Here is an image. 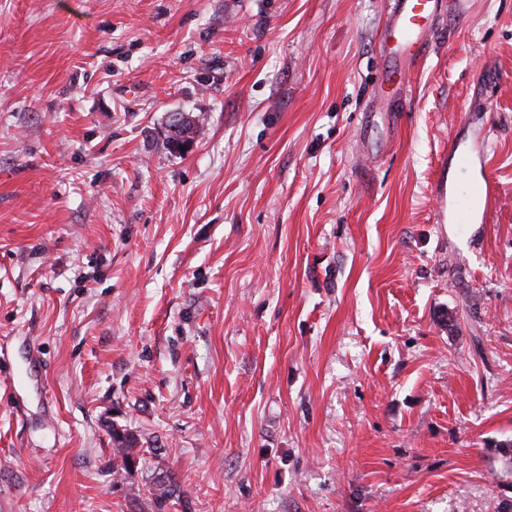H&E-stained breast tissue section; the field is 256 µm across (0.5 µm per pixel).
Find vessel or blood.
Wrapping results in <instances>:
<instances>
[{
    "label": "vessel or blood",
    "instance_id": "obj_1",
    "mask_svg": "<svg viewBox=\"0 0 512 512\" xmlns=\"http://www.w3.org/2000/svg\"><path fill=\"white\" fill-rule=\"evenodd\" d=\"M390 9L382 40L387 51L382 67L387 77L402 73L404 62L425 51V35L443 6V0H389ZM493 189L487 179L467 178L451 193L450 216L455 223H475L480 212L477 201L491 203Z\"/></svg>",
    "mask_w": 512,
    "mask_h": 512
}]
</instances>
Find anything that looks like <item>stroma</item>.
<instances>
[{
    "label": "stroma",
    "mask_w": 512,
    "mask_h": 512,
    "mask_svg": "<svg viewBox=\"0 0 512 512\" xmlns=\"http://www.w3.org/2000/svg\"><path fill=\"white\" fill-rule=\"evenodd\" d=\"M387 3L0 0V512H512V0ZM390 9L382 40L388 51L382 67L389 79L402 73V65L425 52V35L443 6V0H389ZM478 199L484 201V209L481 213L476 207ZM492 199L493 189L487 179L465 178L461 185L452 190L451 219L456 224H474L480 216L483 221ZM138 444L136 435L128 432L127 429L113 426L112 428V473L120 476L122 471L128 472L136 463L133 455V448Z\"/></svg>",
    "instance_id": "obj_1"
}]
</instances>
